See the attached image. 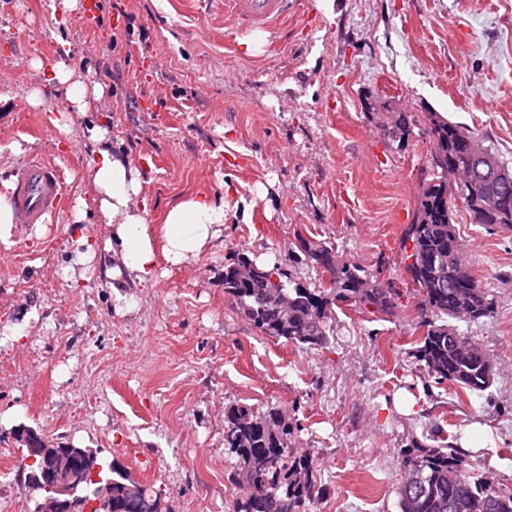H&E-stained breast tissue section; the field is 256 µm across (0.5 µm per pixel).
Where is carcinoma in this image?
Masks as SVG:
<instances>
[{
    "instance_id": "1",
    "label": "carcinoma",
    "mask_w": 512,
    "mask_h": 512,
    "mask_svg": "<svg viewBox=\"0 0 512 512\" xmlns=\"http://www.w3.org/2000/svg\"><path fill=\"white\" fill-rule=\"evenodd\" d=\"M432 160L439 174L424 183L412 224L403 242L404 268L418 289L417 325L423 329L418 358L435 383L450 382L471 393L493 383L486 375L489 356L474 337L453 324L460 309L477 323L494 314V302L472 274L452 218V200L461 198L472 223L512 228L511 180L491 174L474 150L478 136L432 113L428 118ZM390 137L407 133L401 112L378 123ZM305 256L321 273L314 288L282 280L278 266L258 265L247 257L224 266V297L261 335L301 348L323 347L333 335L335 308L369 306L391 315L399 294L381 288L357 263L339 258L324 242L300 239ZM224 447L235 458L231 484L239 490L231 512H300L318 499L312 458L290 446L291 423L284 410L256 412L244 405L224 411ZM404 480L398 487L399 512H512V492L471 469L459 448L416 445L402 451ZM112 490L120 512H157L161 494L111 464L98 480L78 487L90 499Z\"/></svg>"
}]
</instances>
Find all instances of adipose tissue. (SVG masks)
Here are the masks:
<instances>
[{
    "mask_svg": "<svg viewBox=\"0 0 512 512\" xmlns=\"http://www.w3.org/2000/svg\"><path fill=\"white\" fill-rule=\"evenodd\" d=\"M51 79L63 90L77 112H89L100 99V85L87 84L66 62L51 68ZM90 139L99 148L88 165L86 177L94 191L96 210L103 223L112 227V238L125 274L145 285L156 273L154 235L148 224L147 204H136L141 190L140 174L130 160L103 148L106 131L89 128ZM224 222V205L207 195L193 197L171 208L161 229L164 252L175 265L196 259Z\"/></svg>",
    "mask_w": 512,
    "mask_h": 512,
    "instance_id": "ef3b65f1",
    "label": "adipose tissue"
}]
</instances>
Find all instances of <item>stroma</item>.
<instances>
[{
  "label": "stroma",
  "instance_id": "35a3bbf8",
  "mask_svg": "<svg viewBox=\"0 0 512 512\" xmlns=\"http://www.w3.org/2000/svg\"><path fill=\"white\" fill-rule=\"evenodd\" d=\"M274 30L238 29L222 0H113L55 22L53 0H0V172L51 150L64 197L48 223L15 225L0 244V512H34L22 490L20 425L55 445L100 451L161 493L173 512H227L235 460L224 412L287 411L292 445L312 457V512H399L402 449L469 443V461L512 491V230L453 219L493 316L462 331L497 364L476 394L435 384L416 358L418 297L402 239L433 172L429 113L467 126L512 166V0H296ZM66 61L100 83L95 110L73 115L71 148L29 130L68 102L48 81ZM40 92L43 102L29 98ZM393 101L410 133L383 136L366 104ZM138 168L159 231L199 194L224 204L200 256L158 261L143 287L114 276L112 227L75 195L94 155L88 124ZM332 244L400 294L395 315L336 312L329 343L263 335L224 297V267L274 262L292 281L318 275L301 239Z\"/></svg>",
  "mask_w": 512,
  "mask_h": 512
}]
</instances>
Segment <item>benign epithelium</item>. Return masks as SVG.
<instances>
[{
    "mask_svg": "<svg viewBox=\"0 0 512 512\" xmlns=\"http://www.w3.org/2000/svg\"><path fill=\"white\" fill-rule=\"evenodd\" d=\"M12 435L22 442H33L34 451L42 457L40 476L29 482L30 489L42 487L53 495L43 498L40 512H83L85 503L76 495V488L95 472L94 459L55 447L40 434L26 428H17Z\"/></svg>",
    "mask_w": 512,
    "mask_h": 512,
    "instance_id": "benign-epithelium-1",
    "label": "benign epithelium"
}]
</instances>
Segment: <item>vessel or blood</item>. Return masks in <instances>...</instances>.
Segmentation results:
<instances>
[{"instance_id":"obj_1","label":"vessel or blood","mask_w":512,"mask_h":512,"mask_svg":"<svg viewBox=\"0 0 512 512\" xmlns=\"http://www.w3.org/2000/svg\"><path fill=\"white\" fill-rule=\"evenodd\" d=\"M295 9V0H224V13L238 25L268 30ZM63 183L58 166L48 156L32 155L15 174L11 202L15 221L24 225L47 223L61 207Z\"/></svg>"}]
</instances>
